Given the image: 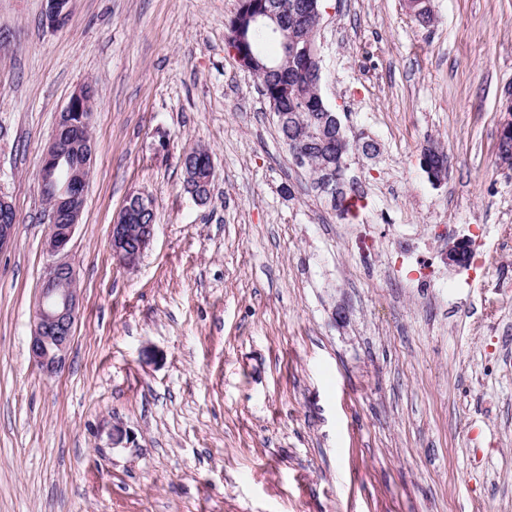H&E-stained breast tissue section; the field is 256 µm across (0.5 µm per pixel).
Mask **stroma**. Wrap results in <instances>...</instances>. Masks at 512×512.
<instances>
[{
	"label": "stroma",
	"mask_w": 512,
	"mask_h": 512,
	"mask_svg": "<svg viewBox=\"0 0 512 512\" xmlns=\"http://www.w3.org/2000/svg\"><path fill=\"white\" fill-rule=\"evenodd\" d=\"M326 0L321 92L350 140L351 218L312 188L226 45L238 0H0V512H512V0ZM94 89L93 171L70 243L66 369L29 360L47 265L35 175ZM448 155L432 183L428 143ZM207 149L198 204L180 157ZM150 197L140 264L112 258ZM466 241L481 275L449 264ZM129 437L113 447V425ZM502 112H504V116L500 123L498 147L502 144L503 148L499 153L505 160V163H507L508 148H510L512 143V91L510 88L507 90V97L502 106ZM15 209L13 204L2 193L0 194V252L6 250L15 241ZM127 202L112 224L111 247L115 262L125 269H133L150 246L156 224L153 221L149 224L130 223L138 215L153 211L149 198L138 194L129 197Z\"/></svg>",
	"instance_id": "1"
}]
</instances>
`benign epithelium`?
<instances>
[{
  "instance_id": "obj_1",
  "label": "benign epithelium",
  "mask_w": 512,
  "mask_h": 512,
  "mask_svg": "<svg viewBox=\"0 0 512 512\" xmlns=\"http://www.w3.org/2000/svg\"><path fill=\"white\" fill-rule=\"evenodd\" d=\"M45 17L56 27L69 17V0H46ZM276 18L269 0H239L234 19L241 23H259ZM93 100L91 86L80 87L60 113L55 133L41 158L37 173L40 192L51 195L45 216L48 234L44 249L50 262L41 281L39 298L33 316L29 342L32 365L47 377L62 373L75 339L80 292L73 265L68 259V246L84 211V192L92 165V145L88 137ZM500 123V155L508 159L512 147V91H507ZM351 144L342 140L340 158L325 170V182L333 187L337 167L348 155ZM152 211V201L142 195L128 198L111 227L112 257L125 268L136 267L155 233V224H133L131 220ZM15 209L8 198L0 194V252L15 241Z\"/></svg>"
}]
</instances>
